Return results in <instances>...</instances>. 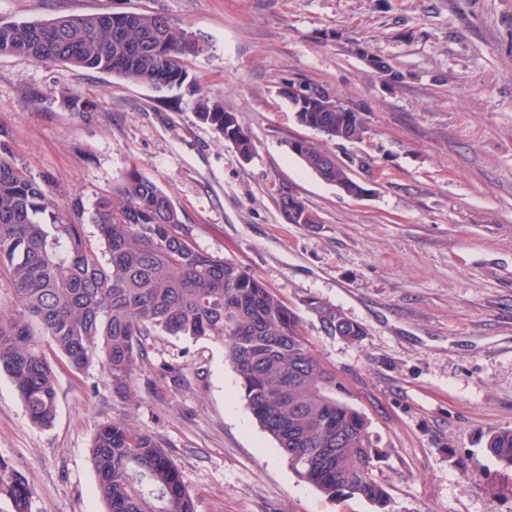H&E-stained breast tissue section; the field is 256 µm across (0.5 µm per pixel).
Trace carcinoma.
Listing matches in <instances>:
<instances>
[{"instance_id": "1", "label": "carcinoma", "mask_w": 512, "mask_h": 512, "mask_svg": "<svg viewBox=\"0 0 512 512\" xmlns=\"http://www.w3.org/2000/svg\"><path fill=\"white\" fill-rule=\"evenodd\" d=\"M198 50L185 29L160 14L0 21V56L61 61L159 90L183 85L180 61ZM62 100L82 114L98 107L73 92ZM196 108L219 137L252 155L253 137L242 135L246 128L222 102L201 98ZM292 110L330 140L355 116L337 108L334 93L311 112ZM287 146L324 181L348 178L335 155L317 144L295 139ZM280 209L295 224L318 223L286 194ZM84 213L77 198L52 206L44 182L0 142V266L10 281L8 298H0V374L11 380L32 424L48 427L57 415L56 373L45 342L75 372L101 364L113 392L126 399L149 337L212 338L224 343L253 417L307 482L330 501L357 496L377 512H392L375 475L381 450L366 417L344 397L336 372L314 353L301 317L278 293L237 263L198 249L181 211L136 167L95 202L97 247L86 237ZM307 308L325 335L349 344L363 340V325L341 319L336 307L310 301ZM486 452L512 467V430L491 433ZM90 454L106 512H196L157 437L114 419L98 426ZM2 496L13 512H31L28 478L0 458Z\"/></svg>"}]
</instances>
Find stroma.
<instances>
[{"mask_svg": "<svg viewBox=\"0 0 512 512\" xmlns=\"http://www.w3.org/2000/svg\"><path fill=\"white\" fill-rule=\"evenodd\" d=\"M106 11L183 24L200 46L182 59L186 84L159 91L0 56V139L17 164L55 203L89 209L138 167L200 250L279 293L367 417L393 512H512V468L485 451L491 432L512 429V0H0L4 21ZM286 78L361 104L366 138L301 125L279 93ZM64 90L97 112L69 111ZM203 96L251 132V160L199 119ZM293 138L327 147L369 195L321 180L288 151ZM287 193L318 224L288 223ZM310 300L361 323L363 341L325 335ZM56 376L57 417L41 428L0 375V458L29 479L32 512H105L90 448L113 419L163 441L196 512H376L299 476L252 416L221 341L149 337L131 400L97 364L76 373L60 361Z\"/></svg>", "mask_w": 512, "mask_h": 512, "instance_id": "1", "label": "stroma"}]
</instances>
